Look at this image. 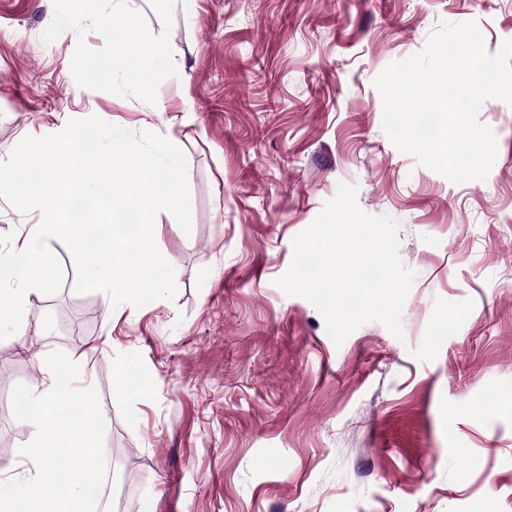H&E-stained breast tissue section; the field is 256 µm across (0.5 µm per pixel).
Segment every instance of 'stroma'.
Listing matches in <instances>:
<instances>
[{"label": "stroma", "instance_id": "35a3bbf8", "mask_svg": "<svg viewBox=\"0 0 512 512\" xmlns=\"http://www.w3.org/2000/svg\"><path fill=\"white\" fill-rule=\"evenodd\" d=\"M0 0V157L96 116L173 139L192 228L167 211L155 243L174 300L111 305L74 288L75 260L0 340V472L30 431L12 398L42 356L86 355L78 388L106 414V449L133 448L123 507L88 512H512V105L485 101L497 138L462 184L400 152L375 78L441 23L512 39V0ZM158 58L142 66V51ZM398 224L415 279L403 338L372 322L335 345L314 306L276 284L293 238L339 183ZM133 363L148 389H113Z\"/></svg>", "mask_w": 512, "mask_h": 512}]
</instances>
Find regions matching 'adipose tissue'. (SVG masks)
<instances>
[{
    "label": "adipose tissue",
    "mask_w": 512,
    "mask_h": 512,
    "mask_svg": "<svg viewBox=\"0 0 512 512\" xmlns=\"http://www.w3.org/2000/svg\"><path fill=\"white\" fill-rule=\"evenodd\" d=\"M83 362L82 354L72 352L65 358L46 353V376L28 393L23 421L31 431L23 465L8 476L0 477V512H18L19 501H30V512H84L89 488L100 480V472L91 467L93 459L102 457L104 448L92 442L105 416L90 401L74 402L70 384ZM68 415L65 433L51 434L46 427L59 415ZM64 449L72 462L62 469L56 451ZM66 485L67 495L49 499L37 496L43 479Z\"/></svg>",
    "instance_id": "ef3b65f1"
}]
</instances>
